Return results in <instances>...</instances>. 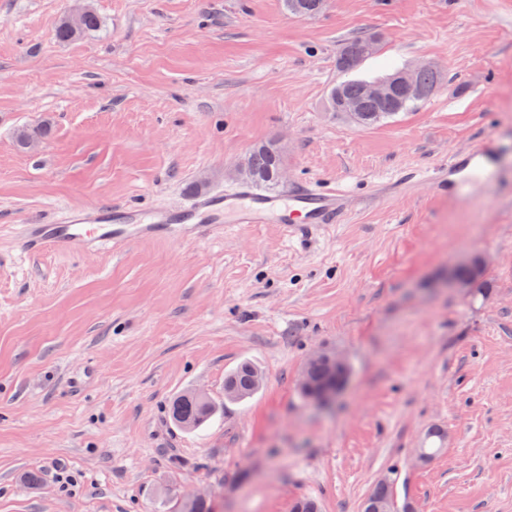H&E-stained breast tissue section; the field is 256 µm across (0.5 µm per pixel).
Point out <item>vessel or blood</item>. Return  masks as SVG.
Instances as JSON below:
<instances>
[{"instance_id": "b4317fda", "label": "vessel or blood", "mask_w": 512, "mask_h": 512, "mask_svg": "<svg viewBox=\"0 0 512 512\" xmlns=\"http://www.w3.org/2000/svg\"><path fill=\"white\" fill-rule=\"evenodd\" d=\"M500 176L498 153L485 143L454 155L447 166L429 173L428 179L438 191L454 196ZM352 204V193L344 187L304 182L285 191L265 192L244 182L228 192L190 198L177 208L101 205L67 209L51 223L24 225L20 244L27 253L53 249L79 254L116 248L131 239L212 241L222 238L232 224H281L289 235L309 238L323 225L342 223Z\"/></svg>"}]
</instances>
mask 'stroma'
<instances>
[{
	"instance_id": "obj_1",
	"label": "stroma",
	"mask_w": 512,
	"mask_h": 512,
	"mask_svg": "<svg viewBox=\"0 0 512 512\" xmlns=\"http://www.w3.org/2000/svg\"><path fill=\"white\" fill-rule=\"evenodd\" d=\"M90 3L101 29L61 43L72 0H0V512H175L197 495L214 512H361L384 478L414 512H512V0H326L311 18L284 0ZM363 34L381 41L353 78L430 62L450 83L354 126L329 93ZM485 140L503 178L462 197L423 180ZM264 143L282 190L412 179L307 240L238 224L116 252L15 242L67 207L232 189ZM472 253L476 295L448 285ZM323 345L351 378L317 408L298 382ZM244 359L264 384L225 401ZM190 390L221 411L184 431L168 405ZM431 427L443 449L423 462Z\"/></svg>"
}]
</instances>
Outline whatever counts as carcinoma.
Here are the masks:
<instances>
[{"label":"carcinoma","mask_w":512,"mask_h":512,"mask_svg":"<svg viewBox=\"0 0 512 512\" xmlns=\"http://www.w3.org/2000/svg\"><path fill=\"white\" fill-rule=\"evenodd\" d=\"M288 11L300 16H314L322 11L325 0H286ZM102 22L90 7L86 8L84 20L79 27L72 26L68 19L61 20L55 30V37L67 43L78 36L99 30ZM369 41L367 37H357L347 42L340 51L338 68L347 73L359 63L361 48ZM447 80L440 71L425 67L418 70L414 77L416 95L404 97L396 95L390 101L380 102L365 95L366 82L361 80H345L334 86L330 92V104L334 111L346 115L358 126L368 127L390 120L402 112H406L419 102L432 96ZM246 166L250 169L251 181L260 187H271L278 183L282 157L273 144L255 147L247 159ZM455 277L467 284V290L482 291L485 284V271L465 267L455 272ZM259 368L250 361H242L224 377V399L241 402L255 395L259 388L255 378ZM335 382L330 369L325 364H318L309 371L310 387L314 391H322ZM216 412L215 403L207 396H197L185 392L175 397L169 404L168 416L178 427L192 430L205 424ZM379 506L382 512H397L392 485L377 484L364 500V512Z\"/></svg>","instance_id":"carcinoma-1"}]
</instances>
